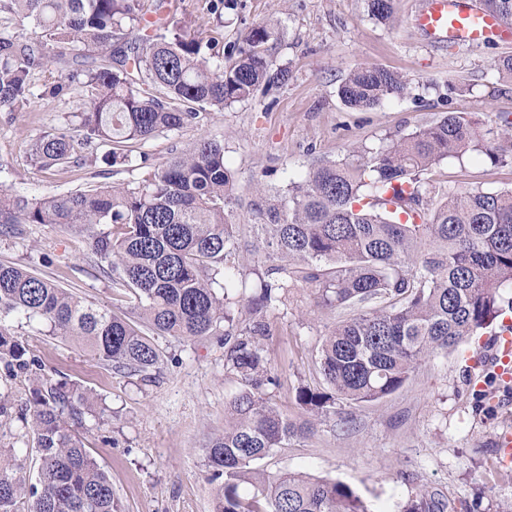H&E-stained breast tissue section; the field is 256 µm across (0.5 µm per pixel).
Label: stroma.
I'll use <instances>...</instances> for the list:
<instances>
[{
	"instance_id": "obj_1",
	"label": "stroma",
	"mask_w": 512,
	"mask_h": 512,
	"mask_svg": "<svg viewBox=\"0 0 512 512\" xmlns=\"http://www.w3.org/2000/svg\"><path fill=\"white\" fill-rule=\"evenodd\" d=\"M177 19L192 25L216 51H226L257 23L278 27L269 51L292 74L287 86L259 93L224 112L203 110L198 125L142 144L155 164L200 137L223 141L236 177L239 224L254 221L250 203L258 184L284 185L317 159H339L362 147L414 132L443 112H474L484 128L512 121V82L490 64L512 52V40L495 38L479 47L436 45L410 20L419 0H395V20L371 19L365 0H224L216 22L211 0H176ZM379 66L408 77L409 94L366 111L347 108L337 94L346 74ZM79 97L34 96L26 111L0 113V189L41 197L141 178V171L113 173L96 163L50 175L30 158L33 139L58 127ZM434 185L464 191L512 189V165H492L481 154L440 163ZM0 263L24 267L78 296L119 313H131L124 291L92 262L85 235L57 224H16L0 232ZM272 333L262 345L278 385L266 396L288 415L299 412L301 385H318L314 356L332 321L317 311L312 293L299 285L286 308L270 313ZM19 342L39 359L44 373L59 371L93 391L103 419L84 414L78 433L112 482L123 512H213L206 480V446L224 431V409L241 386L224 368L216 336L186 343L156 337L164 363L149 379L117 374L75 344L46 335L43 327L17 319ZM494 327L483 329L456 351L429 357L399 391L351 408L343 429L323 419L316 433L276 449L261 465L350 485L372 512H400L415 488L442 495L454 512H512V467L499 463L498 437L512 432V386L490 389L492 415L475 407L493 369L486 355Z\"/></svg>"
}]
</instances>
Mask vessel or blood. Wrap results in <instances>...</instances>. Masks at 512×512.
Listing matches in <instances>:
<instances>
[{
	"label": "vessel or blood",
	"mask_w": 512,
	"mask_h": 512,
	"mask_svg": "<svg viewBox=\"0 0 512 512\" xmlns=\"http://www.w3.org/2000/svg\"><path fill=\"white\" fill-rule=\"evenodd\" d=\"M413 24L438 43L476 46L494 33L512 36V26L486 12L481 0H422ZM495 372L504 383L512 382L511 330L498 336Z\"/></svg>",
	"instance_id": "b4317fda"
}]
</instances>
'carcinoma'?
<instances>
[{
	"instance_id": "1",
	"label": "carcinoma",
	"mask_w": 512,
	"mask_h": 512,
	"mask_svg": "<svg viewBox=\"0 0 512 512\" xmlns=\"http://www.w3.org/2000/svg\"><path fill=\"white\" fill-rule=\"evenodd\" d=\"M140 0H0V112H20L36 82L61 99L76 90L84 106L37 137L31 159L45 172L91 165L99 149L111 167L145 170L138 181L89 185L29 198L0 192V226L61 224L91 242L94 263L124 289L139 323L95 305L28 269L0 264V365L9 374L41 368L14 339L22 316L78 346L116 373L147 377L163 362L148 338L224 337V368L243 388L226 403L230 421L208 446L214 512H371L348 484L260 462L316 431L314 418L349 419L345 407L389 396L421 362L446 355L503 314L512 288V191L436 189L428 172L444 159L480 150L512 164V122L480 130L467 112L448 111L375 151L320 160L278 190L258 188L257 222L237 224L233 172L224 143L202 138L163 166L129 145L197 123L198 109L222 112L288 84L267 45L276 27L248 28L213 62L211 48L173 21L156 0L154 33L133 40ZM371 18L393 20L394 0H366ZM512 22V0H483ZM70 53L97 61L57 74ZM409 79L360 67L339 86L345 106L371 109L408 93ZM262 253L247 281L240 258ZM299 283L315 306L337 314L317 347L319 386L297 388L304 415L289 417L264 397L276 385L258 337L267 313ZM91 408L77 382L39 381L17 420L31 428L40 462L35 483L17 475L13 449L0 448V512H122L112 484L75 426ZM419 489L401 512H444Z\"/></svg>"
}]
</instances>
